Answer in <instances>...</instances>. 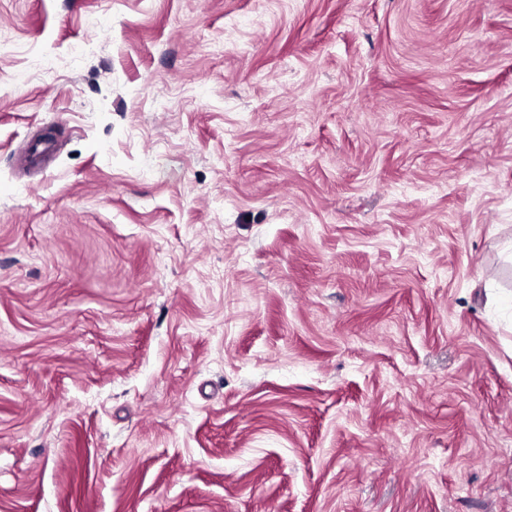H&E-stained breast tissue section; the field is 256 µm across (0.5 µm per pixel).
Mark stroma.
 <instances>
[{"label":"stroma","mask_w":512,"mask_h":512,"mask_svg":"<svg viewBox=\"0 0 512 512\" xmlns=\"http://www.w3.org/2000/svg\"><path fill=\"white\" fill-rule=\"evenodd\" d=\"M0 512H512V0H0Z\"/></svg>","instance_id":"obj_1"}]
</instances>
